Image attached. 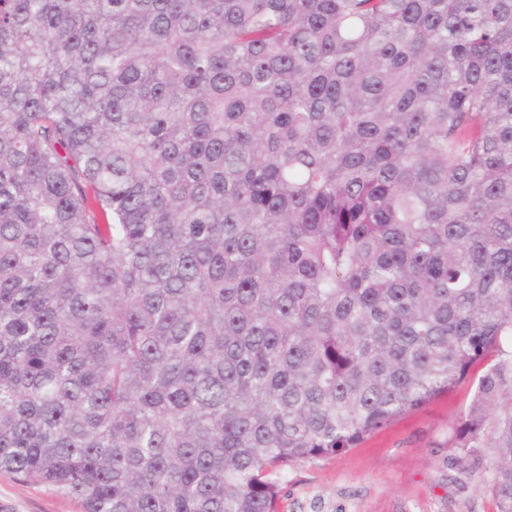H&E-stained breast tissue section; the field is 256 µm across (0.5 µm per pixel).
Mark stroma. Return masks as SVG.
Returning <instances> with one entry per match:
<instances>
[{"label": "stroma", "instance_id": "stroma-1", "mask_svg": "<svg viewBox=\"0 0 512 512\" xmlns=\"http://www.w3.org/2000/svg\"><path fill=\"white\" fill-rule=\"evenodd\" d=\"M473 380L396 419L345 452L307 458L279 476V512H497L494 451L450 447ZM0 512H81L48 487L0 473Z\"/></svg>", "mask_w": 512, "mask_h": 512}]
</instances>
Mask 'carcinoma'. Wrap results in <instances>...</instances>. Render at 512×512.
Listing matches in <instances>:
<instances>
[{"label": "carcinoma", "mask_w": 512, "mask_h": 512, "mask_svg": "<svg viewBox=\"0 0 512 512\" xmlns=\"http://www.w3.org/2000/svg\"><path fill=\"white\" fill-rule=\"evenodd\" d=\"M512 0H0V471L278 512L484 364L512 512Z\"/></svg>", "instance_id": "carcinoma-1"}]
</instances>
